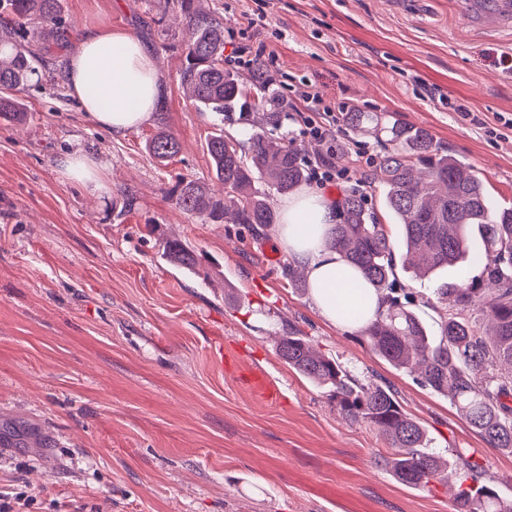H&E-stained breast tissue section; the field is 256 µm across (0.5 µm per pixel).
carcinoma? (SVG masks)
Listing matches in <instances>:
<instances>
[{
    "mask_svg": "<svg viewBox=\"0 0 512 512\" xmlns=\"http://www.w3.org/2000/svg\"><path fill=\"white\" fill-rule=\"evenodd\" d=\"M188 38L181 81L201 112L214 114L218 132L206 143L214 177L225 197L215 198L195 180L181 184L176 203L185 213L215 221L234 207L238 224L268 228L277 216L269 192L288 194L307 177L303 148L281 133L287 105L266 79L260 59L247 65L249 79L224 68V26L196 0H177ZM33 33H62L70 25L60 0H0V118L26 119L17 93L39 81L42 47L18 38L21 27ZM236 119L249 136L242 153L224 138V119ZM347 124L356 131L386 134L392 149L376 165L385 185L383 204L400 226L399 239L376 222L358 188L346 194L329 246L361 270L375 288L380 311L361 335L368 347L397 370L417 368L424 386L445 396L467 424L491 447L512 452V206H491L484 184L470 165L441 151L430 133L397 121L384 124L372 112L350 110ZM148 153L165 162L180 150V141L161 129L146 144ZM477 229L485 257L479 274L460 283L441 282L440 299L448 313L431 330L413 309L414 295L397 283L396 257L424 275L470 258L469 231ZM173 265L195 272V250L179 240L165 242ZM280 358L301 376L328 389L329 399L349 421L371 426L389 444L383 459L405 485L428 488L458 479L457 512H512L486 467L470 456L453 462L427 449L425 427L401 408L386 384L366 382L340 362L317 352L311 340L293 329L276 341Z\"/></svg>",
    "mask_w": 512,
    "mask_h": 512,
    "instance_id": "carcinoma-1",
    "label": "carcinoma"
}]
</instances>
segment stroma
<instances>
[{
    "label": "stroma",
    "instance_id": "35a3bbf8",
    "mask_svg": "<svg viewBox=\"0 0 512 512\" xmlns=\"http://www.w3.org/2000/svg\"><path fill=\"white\" fill-rule=\"evenodd\" d=\"M76 30L140 38L162 76L155 115L115 137L43 69L21 93L24 124L0 120V494L21 512H456L443 485L397 482L389 449L367 424L341 417L326 392L279 357L288 329L352 372L386 382L427 430L429 451L485 462L512 500V453L492 448L448 399L373 353L360 331L319 314L284 274L270 231L184 213L180 181L212 193L211 113L180 82L187 37L177 0H62ZM224 50L262 53L289 107L301 81L339 113H392L428 129L470 164L493 204H512V27L496 0H205ZM261 17V25L248 19ZM456 99L470 117L448 107ZM179 138L167 163L146 150L158 123ZM348 177L363 182L379 223L398 232L373 160L385 139L337 121L330 137ZM103 160L106 188L60 175L74 150ZM177 239L200 255L194 273L163 257ZM415 311L436 326L438 279L398 269ZM228 363H221V356ZM280 393L264 402L239 373Z\"/></svg>",
    "mask_w": 512,
    "mask_h": 512
}]
</instances>
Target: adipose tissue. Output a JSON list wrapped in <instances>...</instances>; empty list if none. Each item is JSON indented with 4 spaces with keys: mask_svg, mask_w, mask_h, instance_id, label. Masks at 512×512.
<instances>
[{
    "mask_svg": "<svg viewBox=\"0 0 512 512\" xmlns=\"http://www.w3.org/2000/svg\"><path fill=\"white\" fill-rule=\"evenodd\" d=\"M70 94L97 126L122 135L144 124L156 109L160 75L152 54L121 30L81 35L67 71ZM339 203L322 190L301 188L280 204L275 240L308 273L311 299L321 316L342 329H359L374 319V289L327 245Z\"/></svg>",
    "mask_w": 512,
    "mask_h": 512,
    "instance_id": "1",
    "label": "adipose tissue"
}]
</instances>
